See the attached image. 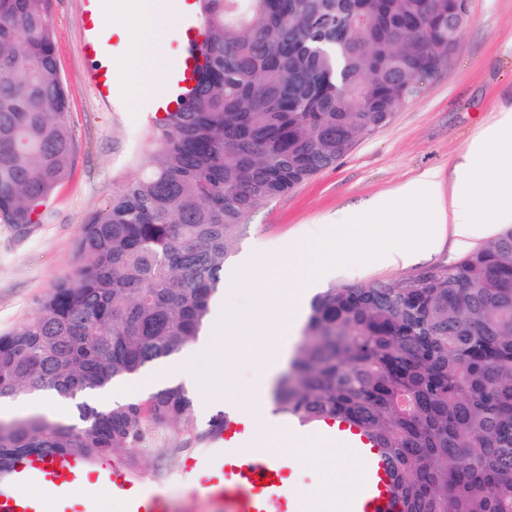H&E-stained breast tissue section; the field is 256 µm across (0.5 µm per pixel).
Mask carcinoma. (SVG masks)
Listing matches in <instances>:
<instances>
[{"mask_svg": "<svg viewBox=\"0 0 512 512\" xmlns=\"http://www.w3.org/2000/svg\"><path fill=\"white\" fill-rule=\"evenodd\" d=\"M53 0H0V220L42 222L76 146ZM457 0H196L203 65L183 107L153 117L125 181L89 213L79 265L0 333V398L51 391L66 422L0 420L19 456H165L200 429L181 383L136 402L76 401L181 353L210 321L243 219L390 123L459 40ZM275 411L353 423L397 477L402 512H512V225L411 285L325 288L310 303Z\"/></svg>", "mask_w": 512, "mask_h": 512, "instance_id": "obj_1", "label": "carcinoma"}]
</instances>
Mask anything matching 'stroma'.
<instances>
[{
    "instance_id": "1",
    "label": "stroma",
    "mask_w": 512,
    "mask_h": 512,
    "mask_svg": "<svg viewBox=\"0 0 512 512\" xmlns=\"http://www.w3.org/2000/svg\"><path fill=\"white\" fill-rule=\"evenodd\" d=\"M83 0H53L61 75L67 85L68 121L76 143L69 178L46 205L44 223L15 232L0 224V332L34 314L40 301L78 266L76 241L87 214L105 207L113 191L135 176L128 162L151 104L133 83L126 64L135 51L116 34L123 19L117 11L104 15L99 36L115 70L111 100L98 98L87 76L89 63L81 45L89 22ZM512 110V0H469L468 23L457 51L444 69L423 81L419 94L395 112L374 136L360 140L335 167L324 170L293 192L257 206L245 219L224 267L226 311L249 306L267 288L264 271L246 273L245 254L278 258L287 246L317 235L324 224L350 218L353 209L372 198L416 182L428 170L437 172L440 191L434 209L447 206L455 168L471 142ZM478 240L457 244L446 236L438 253L402 267L372 262L335 269L329 285L374 281L404 283L422 272L461 260ZM193 418L206 427L218 413L232 411L224 381L199 371ZM140 476L154 485L163 472L162 489L172 512H224L220 501L191 493L180 478L184 453L156 456L136 452Z\"/></svg>"
}]
</instances>
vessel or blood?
Returning a JSON list of instances; mask_svg holds the SVG:
<instances>
[{
  "instance_id": "1",
  "label": "vessel or blood",
  "mask_w": 512,
  "mask_h": 512,
  "mask_svg": "<svg viewBox=\"0 0 512 512\" xmlns=\"http://www.w3.org/2000/svg\"><path fill=\"white\" fill-rule=\"evenodd\" d=\"M188 38L178 55L165 66V91L153 103L156 115L172 111L180 90L195 83L196 61L190 54L193 45L204 40L198 23H187ZM81 50L92 60L88 72L90 83L100 95H107L109 86L102 66L97 65L99 47L94 37H87ZM242 424L228 421L216 435L204 456L211 458L213 467L202 471L198 458H187L183 470L192 483L224 503V512H313L305 503L299 488L287 481L290 460L276 452L242 454L236 437ZM337 445L345 448L354 460L363 480L355 493L351 512H399L393 494L391 466L381 449L356 425L337 422L332 433ZM44 488V498L26 496L24 487ZM135 482L121 467L109 460L89 463L72 454L55 453L48 456L29 455L16 459L6 480L0 481V512H48V503L69 496L75 489L91 492L112 488L126 501V512H167L162 493L143 496L135 491Z\"/></svg>"
}]
</instances>
